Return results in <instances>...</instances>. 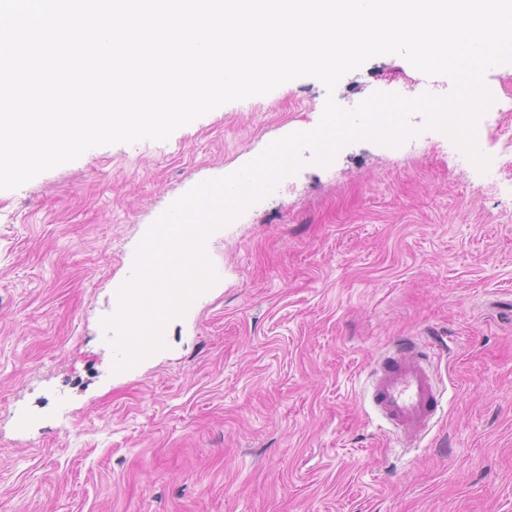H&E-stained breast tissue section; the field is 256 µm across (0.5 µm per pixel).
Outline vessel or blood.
<instances>
[{"label": "vessel or blood", "mask_w": 512, "mask_h": 512, "mask_svg": "<svg viewBox=\"0 0 512 512\" xmlns=\"http://www.w3.org/2000/svg\"><path fill=\"white\" fill-rule=\"evenodd\" d=\"M371 397L383 417L409 443L423 438L440 407L424 356L409 342L398 345L378 365Z\"/></svg>", "instance_id": "vessel-or-blood-1"}]
</instances>
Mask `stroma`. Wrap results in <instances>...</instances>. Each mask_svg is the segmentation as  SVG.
<instances>
[{
	"instance_id": "1",
	"label": "stroma",
	"mask_w": 512,
	"mask_h": 512,
	"mask_svg": "<svg viewBox=\"0 0 512 512\" xmlns=\"http://www.w3.org/2000/svg\"><path fill=\"white\" fill-rule=\"evenodd\" d=\"M486 76L509 102L481 141L496 191L419 114L422 152L303 158L208 235L215 283L121 371L105 322L150 227L316 127L319 80L0 190V512H512V63ZM432 91L453 83L380 55L335 96ZM403 338L442 391L413 448L370 398Z\"/></svg>"
}]
</instances>
